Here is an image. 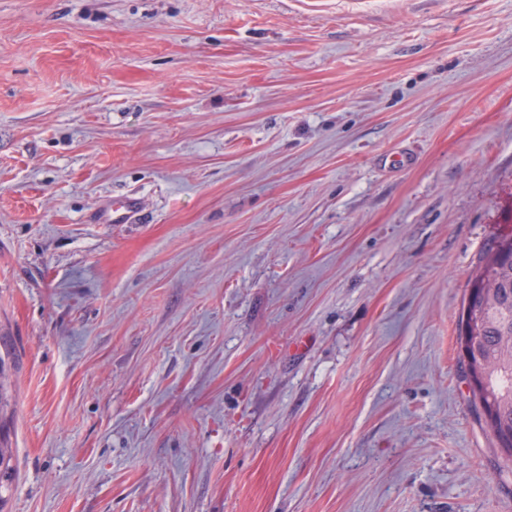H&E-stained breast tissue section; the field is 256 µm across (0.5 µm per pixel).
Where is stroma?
I'll use <instances>...</instances> for the list:
<instances>
[{
  "mask_svg": "<svg viewBox=\"0 0 512 512\" xmlns=\"http://www.w3.org/2000/svg\"><path fill=\"white\" fill-rule=\"evenodd\" d=\"M510 228L512 0H0V512H512ZM140 213L139 198L128 195L119 200H113L109 206V222L111 224H133ZM476 281L480 293L464 298L458 319L457 342L465 379L479 372L482 381L470 386L475 410L490 428L501 452L502 465L489 475L494 481L512 473V234L493 235L484 246ZM1 341L2 337L0 336V507L4 505L5 501L3 492L10 489L16 476L12 464V448L8 445L7 439L3 434V412L9 402L7 395L8 361H6V357L9 360L10 353L7 349L6 354L2 353Z\"/></svg>",
  "mask_w": 512,
  "mask_h": 512,
  "instance_id": "1",
  "label": "stroma"
}]
</instances>
